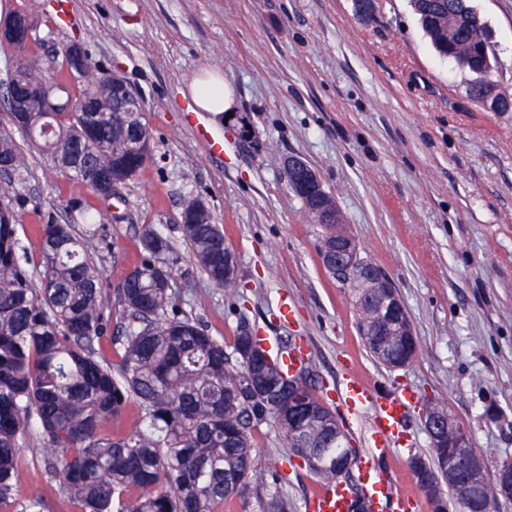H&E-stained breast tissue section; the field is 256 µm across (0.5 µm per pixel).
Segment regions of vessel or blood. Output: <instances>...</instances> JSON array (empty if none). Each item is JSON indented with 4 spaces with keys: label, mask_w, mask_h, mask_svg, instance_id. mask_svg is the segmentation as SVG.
Returning a JSON list of instances; mask_svg holds the SVG:
<instances>
[{
    "label": "vessel or blood",
    "mask_w": 512,
    "mask_h": 512,
    "mask_svg": "<svg viewBox=\"0 0 512 512\" xmlns=\"http://www.w3.org/2000/svg\"><path fill=\"white\" fill-rule=\"evenodd\" d=\"M339 398L353 414L368 413L370 422L367 455L359 460L358 469L364 477V494L372 512H414L417 499L409 494L395 493L391 482L380 477L376 459L391 455L407 442L402 431L405 412L411 396L399 393L380 396L357 374L344 376L339 383ZM350 497L344 485L326 484L313 501V512H349Z\"/></svg>",
    "instance_id": "1"
}]
</instances>
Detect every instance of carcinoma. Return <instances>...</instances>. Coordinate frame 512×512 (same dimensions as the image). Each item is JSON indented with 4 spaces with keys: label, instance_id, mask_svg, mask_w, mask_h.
<instances>
[{
    "label": "carcinoma",
    "instance_id": "obj_1",
    "mask_svg": "<svg viewBox=\"0 0 512 512\" xmlns=\"http://www.w3.org/2000/svg\"><path fill=\"white\" fill-rule=\"evenodd\" d=\"M419 23L443 59L476 75L468 95L497 111L480 93L492 81L495 56L489 29L470 0H411ZM45 74L24 57L13 71L20 89L63 94L54 112H30L18 132L50 156L55 168L87 190L103 187L87 177L93 169L121 183L149 156L128 149L132 124L147 134L139 111L125 121L109 95L113 75L88 61L78 91L70 88L69 60ZM101 111L84 112L85 103ZM21 165L11 133L0 131V172ZM181 219L184 240L207 279H224V235L209 208L189 199ZM78 233L70 224L42 225L41 255L35 271L21 264L12 198L0 194V502L6 503L22 473L21 452L34 437L43 444L47 483L58 487L79 512H224V500L246 492L257 472L253 430L273 425L291 449L309 445L336 459L356 463L336 414L313 393L314 379L293 384L284 364L273 359L254 332L238 327L231 351L178 310L172 293L170 240L152 225L141 234V263L118 277L117 295L130 318L118 363L100 351L106 331L103 268L94 259L99 228ZM376 296L363 279L351 289L365 346L379 363L414 360L416 337L399 328L373 336L384 315L364 299ZM131 403L140 417L114 437L106 423ZM427 463L410 460L413 473L433 469L434 482H448L439 468L440 449ZM278 477L267 485L265 512H288Z\"/></svg>",
    "mask_w": 512,
    "mask_h": 512
}]
</instances>
